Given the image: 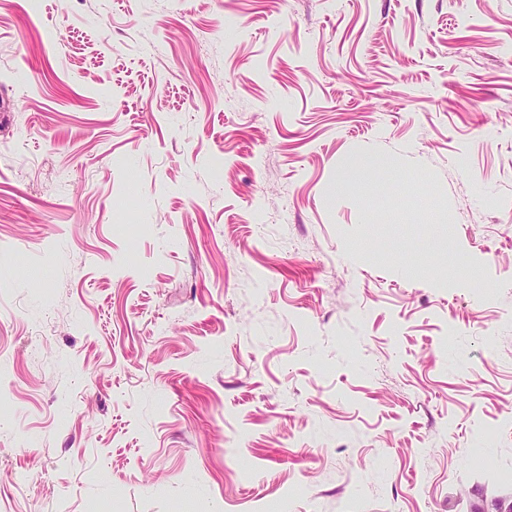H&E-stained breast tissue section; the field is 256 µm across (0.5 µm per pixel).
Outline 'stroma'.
I'll list each match as a JSON object with an SVG mask.
<instances>
[{"label": "stroma", "instance_id": "stroma-1", "mask_svg": "<svg viewBox=\"0 0 512 512\" xmlns=\"http://www.w3.org/2000/svg\"><path fill=\"white\" fill-rule=\"evenodd\" d=\"M0 512H512V0H0Z\"/></svg>", "mask_w": 512, "mask_h": 512}]
</instances>
